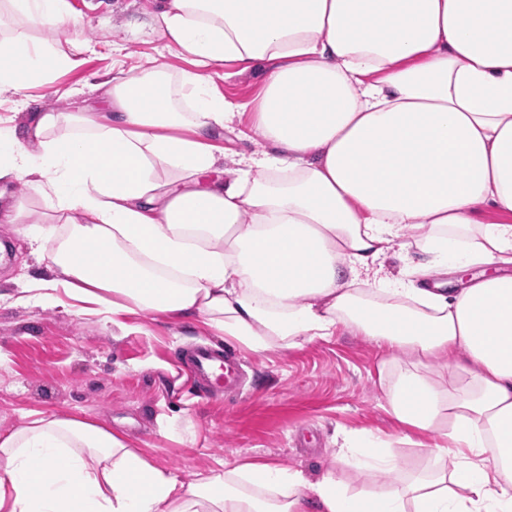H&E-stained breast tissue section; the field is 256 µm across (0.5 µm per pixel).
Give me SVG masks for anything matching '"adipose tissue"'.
Listing matches in <instances>:
<instances>
[{
  "instance_id": "adipose-tissue-1",
  "label": "adipose tissue",
  "mask_w": 512,
  "mask_h": 512,
  "mask_svg": "<svg viewBox=\"0 0 512 512\" xmlns=\"http://www.w3.org/2000/svg\"><path fill=\"white\" fill-rule=\"evenodd\" d=\"M69 10L0 0V94L81 65L88 41L35 34ZM149 26L192 69L136 68L101 111L1 133L0 181L55 221L22 224L0 190V222L54 241L66 295L116 318L199 316L255 351L368 337L391 352L389 414L438 435L435 465L373 492L267 462L186 480L112 430L42 415L0 434V512H512V0H154ZM226 62L263 76L262 149L228 179L214 136L236 106L210 75ZM409 237L416 282L382 264ZM336 458L397 467L368 431Z\"/></svg>"
}]
</instances>
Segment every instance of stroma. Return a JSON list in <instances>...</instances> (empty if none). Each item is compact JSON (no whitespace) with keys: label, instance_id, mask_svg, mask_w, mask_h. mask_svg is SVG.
I'll return each mask as SVG.
<instances>
[{"label":"stroma","instance_id":"obj_1","mask_svg":"<svg viewBox=\"0 0 512 512\" xmlns=\"http://www.w3.org/2000/svg\"><path fill=\"white\" fill-rule=\"evenodd\" d=\"M73 23L40 30V37L91 42L82 64L41 87L0 95V130L24 137L32 113L99 109L105 84L119 71L150 61L177 72L189 63L164 48L148 26L153 0H69ZM214 81L234 103L253 100L261 75L226 63ZM72 96L60 97L61 89ZM53 245L0 224V434L29 416L75 415L124 435L156 466L189 479L237 462L268 461L316 479L336 468V436L368 430L399 444L400 468L432 466L423 452L431 436L404 441L387 411L378 366L385 351L350 332L294 348L242 350L246 382L233 397L198 399L181 359L196 344L227 346L203 319L162 313L85 314L64 291L52 305L23 303L26 279L50 283L61 275Z\"/></svg>","mask_w":512,"mask_h":512}]
</instances>
